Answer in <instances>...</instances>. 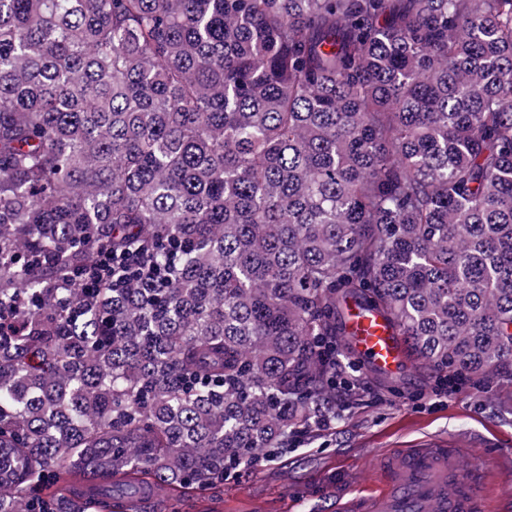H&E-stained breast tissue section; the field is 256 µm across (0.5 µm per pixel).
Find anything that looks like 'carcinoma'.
<instances>
[{
  "mask_svg": "<svg viewBox=\"0 0 512 512\" xmlns=\"http://www.w3.org/2000/svg\"><path fill=\"white\" fill-rule=\"evenodd\" d=\"M141 249L167 285L71 287ZM512 373V0H0V512H112L336 415L342 302Z\"/></svg>",
  "mask_w": 512,
  "mask_h": 512,
  "instance_id": "carcinoma-1",
  "label": "carcinoma"
}]
</instances>
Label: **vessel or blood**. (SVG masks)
Instances as JSON below:
<instances>
[{"mask_svg":"<svg viewBox=\"0 0 512 512\" xmlns=\"http://www.w3.org/2000/svg\"><path fill=\"white\" fill-rule=\"evenodd\" d=\"M342 313L355 360L387 376L410 367L400 336L381 311L352 300ZM460 459L458 448L438 439L429 440L422 448L379 458L383 487L337 497L330 512H485L490 494L512 495V482L499 481L496 491H489L482 468L463 467Z\"/></svg>","mask_w":512,"mask_h":512,"instance_id":"1","label":"vessel or blood"}]
</instances>
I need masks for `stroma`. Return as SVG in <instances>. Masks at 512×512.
<instances>
[{"label":"stroma","mask_w":512,"mask_h":512,"mask_svg":"<svg viewBox=\"0 0 512 512\" xmlns=\"http://www.w3.org/2000/svg\"><path fill=\"white\" fill-rule=\"evenodd\" d=\"M348 408L326 427L289 437L261 463L230 474L220 491L182 495L185 512H326L338 494L374 483L373 463L397 448L437 438L460 445L490 481L512 470V377L491 397L472 386L438 396L430 370L375 379L357 371Z\"/></svg>","instance_id":"stroma-1"}]
</instances>
